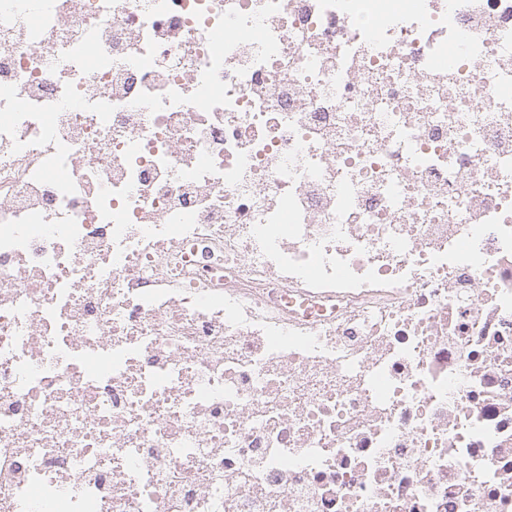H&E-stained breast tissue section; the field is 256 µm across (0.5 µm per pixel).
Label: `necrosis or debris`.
I'll list each match as a JSON object with an SVG mask.
<instances>
[{
  "instance_id": "1",
  "label": "necrosis or debris",
  "mask_w": 512,
  "mask_h": 512,
  "mask_svg": "<svg viewBox=\"0 0 512 512\" xmlns=\"http://www.w3.org/2000/svg\"><path fill=\"white\" fill-rule=\"evenodd\" d=\"M0 512H512V0H0Z\"/></svg>"
}]
</instances>
